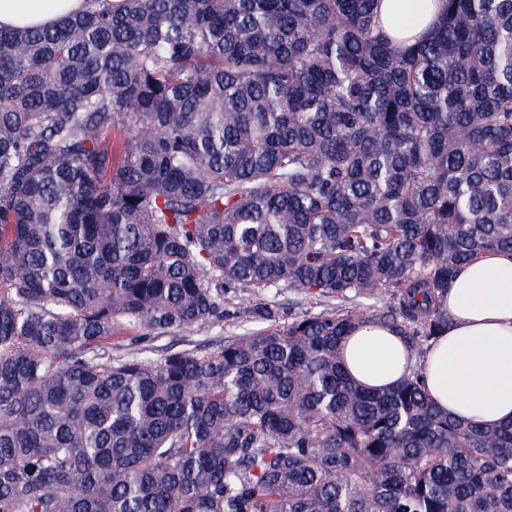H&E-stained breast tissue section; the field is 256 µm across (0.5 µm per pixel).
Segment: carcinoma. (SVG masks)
Here are the masks:
<instances>
[{"label":"carcinoma","mask_w":512,"mask_h":512,"mask_svg":"<svg viewBox=\"0 0 512 512\" xmlns=\"http://www.w3.org/2000/svg\"><path fill=\"white\" fill-rule=\"evenodd\" d=\"M85 0L0 29V512H512V424L413 369L357 385L364 323L448 329L512 251V0ZM330 307L206 351L112 341ZM403 6V13L396 20L400 22L403 17H408L410 22L400 25V38L407 39L409 43L417 38L427 35L440 22L443 13L441 0H409ZM275 301V305L279 309V321L281 324H288L293 318L302 315L305 312H319L325 308L326 303L319 299H314L293 289L280 288L272 289L264 296Z\"/></svg>","instance_id":"carcinoma-1"}]
</instances>
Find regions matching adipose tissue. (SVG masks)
Segmentation results:
<instances>
[{
  "mask_svg": "<svg viewBox=\"0 0 512 512\" xmlns=\"http://www.w3.org/2000/svg\"><path fill=\"white\" fill-rule=\"evenodd\" d=\"M84 0H0V28L49 27L82 10ZM387 34L408 41L439 23L441 0H380ZM448 330L416 355L389 328L366 324L352 332L344 365L355 381L390 388L412 368L424 371L432 400L477 426L512 423V253H486L468 262L448 285Z\"/></svg>",
  "mask_w": 512,
  "mask_h": 512,
  "instance_id": "adipose-tissue-1",
  "label": "adipose tissue"
}]
</instances>
